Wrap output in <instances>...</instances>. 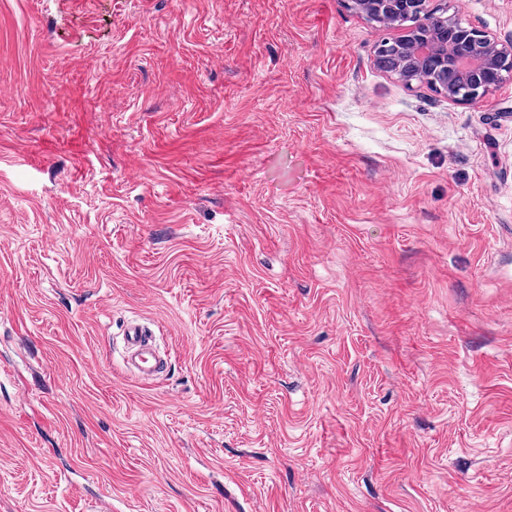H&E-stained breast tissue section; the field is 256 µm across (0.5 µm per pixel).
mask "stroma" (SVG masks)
<instances>
[{
	"label": "stroma",
	"mask_w": 512,
	"mask_h": 512,
	"mask_svg": "<svg viewBox=\"0 0 512 512\" xmlns=\"http://www.w3.org/2000/svg\"><path fill=\"white\" fill-rule=\"evenodd\" d=\"M386 35L0 0V512H512V77L452 103ZM152 333L140 323H131L123 333L127 348V364L142 376H154L161 372L164 363L152 357Z\"/></svg>",
	"instance_id": "35a3bbf8"
}]
</instances>
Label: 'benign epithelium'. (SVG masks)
Here are the masks:
<instances>
[{
    "mask_svg": "<svg viewBox=\"0 0 512 512\" xmlns=\"http://www.w3.org/2000/svg\"><path fill=\"white\" fill-rule=\"evenodd\" d=\"M350 8L387 29L405 31L383 38L374 65L405 86L424 85L454 103H475L512 76V44L467 27L448 7L429 0H350Z\"/></svg>",
    "mask_w": 512,
    "mask_h": 512,
    "instance_id": "obj_1",
    "label": "benign epithelium"
}]
</instances>
